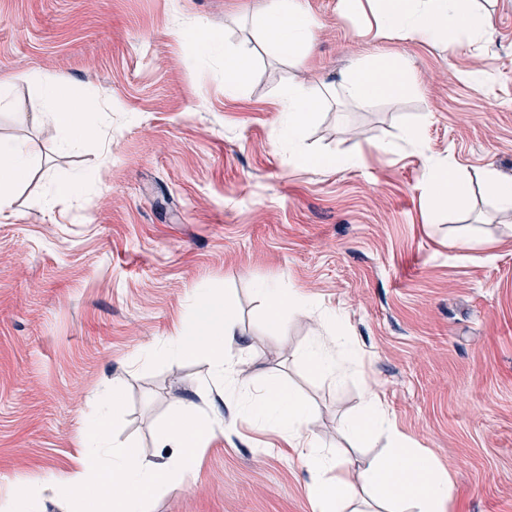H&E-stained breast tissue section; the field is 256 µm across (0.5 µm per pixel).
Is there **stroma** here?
Segmentation results:
<instances>
[{"label":"stroma","instance_id":"obj_1","mask_svg":"<svg viewBox=\"0 0 512 512\" xmlns=\"http://www.w3.org/2000/svg\"><path fill=\"white\" fill-rule=\"evenodd\" d=\"M267 2L0 0V138L34 156L0 207V474L38 482L39 512H68L55 481L76 467L83 415L115 389V441L141 456H168L158 428L177 402L223 424L147 512H310L312 472L243 404L278 382L316 407L324 446L362 464L385 438L362 445L338 423L370 381L447 471V512H512V216L485 182L512 178V0H469L491 33L449 40L368 35L372 14L303 0L316 23L303 60L264 42ZM243 44L252 64L225 87L224 51ZM385 54L406 90L344 97L345 75ZM45 78L98 103L99 143L64 150L32 125ZM292 84L322 101L305 151L363 163L301 167L275 151ZM432 162L469 187L453 214L432 204ZM74 173L80 193L51 196ZM265 285L342 314L359 365L335 381L312 372L297 352L316 323L270 335ZM202 288L237 319L229 354L250 364L247 387L166 353Z\"/></svg>","mask_w":512,"mask_h":512}]
</instances>
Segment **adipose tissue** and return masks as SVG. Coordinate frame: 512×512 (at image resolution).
Listing matches in <instances>:
<instances>
[{"label":"adipose tissue","instance_id":"obj_1","mask_svg":"<svg viewBox=\"0 0 512 512\" xmlns=\"http://www.w3.org/2000/svg\"><path fill=\"white\" fill-rule=\"evenodd\" d=\"M372 2L378 26L398 29L404 37L412 39L435 37L461 26L480 33L488 24L487 15L466 10L464 0ZM261 24L267 42L284 54L302 40L311 39L314 29L301 0H269ZM402 88L397 58L385 55L370 67L351 71L342 91L347 97L373 102ZM47 93L51 104L46 111L34 113V122L51 127L64 147L95 142L98 131L92 114L97 110L96 104L89 101L74 105L70 95L53 83L48 85ZM282 99L285 110L279 118V141L291 146V155L300 165L339 168L362 161L359 152L341 158L310 156L298 150L299 134L319 102L295 85L284 90ZM30 160L25 143L0 140V195L26 176ZM426 180L435 192L434 203L439 210H453L467 196L466 184L449 177L440 165L429 166ZM262 293L267 307V328L277 336L286 334V317L305 319L312 314L309 303L277 288L266 286ZM237 334L233 313L203 289L196 296L192 322L172 337L169 352L176 358L209 357L218 375L230 383L244 385L250 379L248 368L243 361L231 360L225 353ZM247 409L257 419L272 422L298 459L321 471V478L307 486L312 512H344L347 504L351 505V512H447L452 491L447 473L426 453L410 446L383 410L373 385H365L356 412L341 421L339 430L360 442L386 436L389 448L357 468L358 477L354 480L347 476L353 469L349 458L323 452L318 435L309 427L316 411L306 401L272 383L260 399L248 403ZM118 410V397H107L97 412L84 419L86 450L77 459L74 473L61 484V491L75 505V512H143L156 491L191 469L198 449L206 447L223 429L220 422L209 419L187 424L186 408H178L160 429L161 440L174 454L165 460H155L110 449L111 415Z\"/></svg>","mask_w":512,"mask_h":512}]
</instances>
